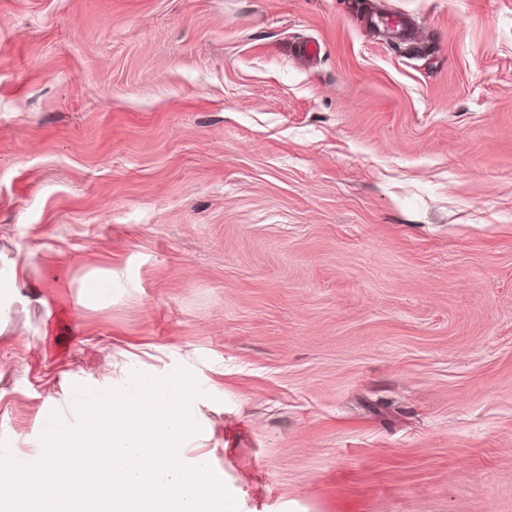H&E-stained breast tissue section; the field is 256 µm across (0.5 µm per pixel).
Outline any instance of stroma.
Returning a JSON list of instances; mask_svg holds the SVG:
<instances>
[{"mask_svg":"<svg viewBox=\"0 0 512 512\" xmlns=\"http://www.w3.org/2000/svg\"><path fill=\"white\" fill-rule=\"evenodd\" d=\"M180 367L238 512H512V0H0V450ZM367 23L374 28H383L398 41H409L413 37L410 25L403 19L389 18L379 14H370L367 16Z\"/></svg>","mask_w":512,"mask_h":512,"instance_id":"stroma-1","label":"stroma"}]
</instances>
